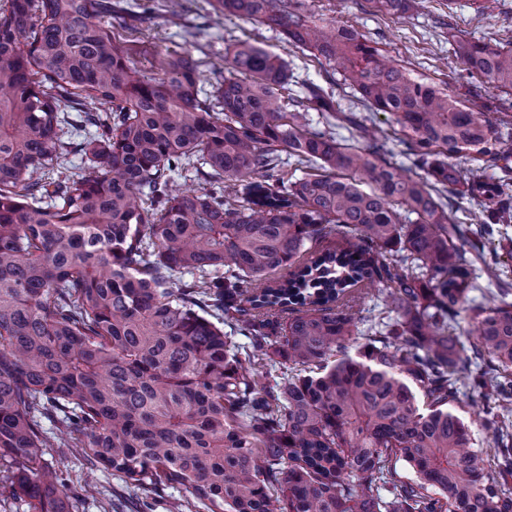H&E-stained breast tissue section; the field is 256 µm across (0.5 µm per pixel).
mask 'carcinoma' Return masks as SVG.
Here are the masks:
<instances>
[{
    "label": "carcinoma",
    "instance_id": "cac0c4a2",
    "mask_svg": "<svg viewBox=\"0 0 512 512\" xmlns=\"http://www.w3.org/2000/svg\"><path fill=\"white\" fill-rule=\"evenodd\" d=\"M161 6L178 23L179 0L0 4V460L31 512H78L54 446L146 510L512 512V251H485L512 223V44L453 40L503 93L483 112L306 0H216L387 114L407 166L249 40L207 86L188 51L140 73L108 23Z\"/></svg>",
    "mask_w": 512,
    "mask_h": 512
}]
</instances>
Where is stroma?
I'll return each mask as SVG.
<instances>
[{"label": "stroma", "mask_w": 512, "mask_h": 512, "mask_svg": "<svg viewBox=\"0 0 512 512\" xmlns=\"http://www.w3.org/2000/svg\"><path fill=\"white\" fill-rule=\"evenodd\" d=\"M182 20L199 27L200 37L185 45L200 59L206 77L224 69V48L231 40L252 37L264 48L280 54L300 78L325 84L323 66L308 52L291 48L266 27L236 17L215 14L208 0H181ZM315 18L355 27L394 59L408 62L413 76L425 78L447 89L460 99L470 97V85L462 69L446 67L452 52L451 36H465L491 44L512 41V0H498L492 14L477 11L474 0H426L423 12L414 18H396L369 10L365 0H309ZM171 28L165 17L124 31L135 67L148 76H161L165 48ZM51 461L62 463L71 483L92 481L95 490L86 495L79 512H139L137 496L125 488L111 472L90 471L83 464L78 448L51 449Z\"/></svg>", "instance_id": "35a3bbf8"}]
</instances>
